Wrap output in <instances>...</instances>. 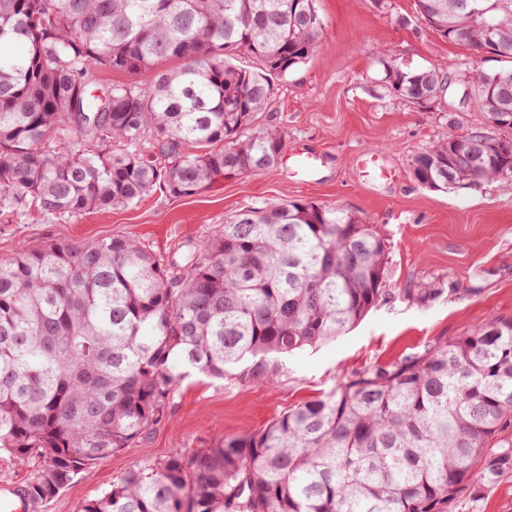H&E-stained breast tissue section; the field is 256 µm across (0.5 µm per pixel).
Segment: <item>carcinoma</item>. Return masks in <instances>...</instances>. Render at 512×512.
Listing matches in <instances>:
<instances>
[{
  "label": "carcinoma",
  "instance_id": "cac0c4a2",
  "mask_svg": "<svg viewBox=\"0 0 512 512\" xmlns=\"http://www.w3.org/2000/svg\"><path fill=\"white\" fill-rule=\"evenodd\" d=\"M315 0H0V208L64 218L125 207L159 185L191 198L273 168L286 133L259 125L273 79L325 29ZM421 24L472 51L464 75L497 121L493 74L512 60V0H416ZM253 60L238 66L240 54ZM163 61H177L161 69ZM136 83L99 88L101 75ZM432 103L435 69L387 68ZM503 155L457 152L447 131L411 175L433 191L512 179ZM386 239L312 202L240 211L173 273L134 239L50 241L0 260V452L33 459L46 502L163 417L192 372L273 385L288 359L359 323L386 296ZM512 321L376 365L253 433L129 469L79 512H447L475 467L512 451Z\"/></svg>",
  "mask_w": 512,
  "mask_h": 512
}]
</instances>
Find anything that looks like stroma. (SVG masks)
<instances>
[{
  "instance_id": "1",
  "label": "stroma",
  "mask_w": 512,
  "mask_h": 512,
  "mask_svg": "<svg viewBox=\"0 0 512 512\" xmlns=\"http://www.w3.org/2000/svg\"><path fill=\"white\" fill-rule=\"evenodd\" d=\"M325 30L310 61L276 80L273 122L288 147L329 156L322 182L288 175L287 161L257 175H232L192 198L153 190L136 204L65 220L0 210V260L50 240L85 241L124 235L164 264L188 251L239 211L269 202L311 201L375 225L386 240V299L353 329L295 355L274 385L242 386L199 373L181 378L150 434L96 463L89 473L32 512H78L136 465L208 447L222 436L265 427L297 405L325 395L374 365L512 319V180L480 181L445 192L419 185L413 158L452 129L463 134L485 117L460 74L470 51L417 19L415 0H316ZM432 68L449 85L422 108L404 100L386 68ZM378 149L395 181H362L357 155ZM408 288H435L429 302ZM448 512H512V470L491 484L472 478Z\"/></svg>"
}]
</instances>
